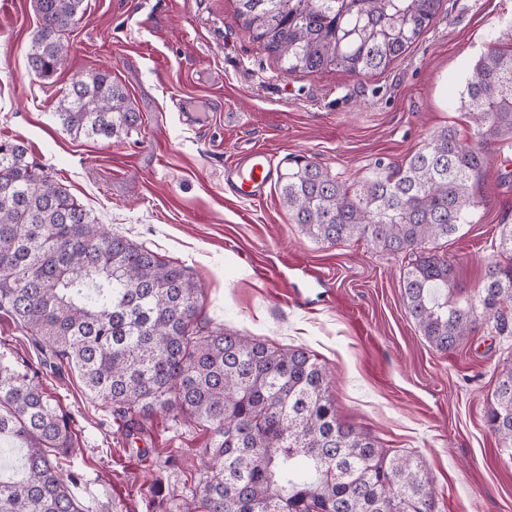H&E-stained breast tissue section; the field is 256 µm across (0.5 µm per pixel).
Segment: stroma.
Wrapping results in <instances>:
<instances>
[{"label": "stroma", "instance_id": "stroma-1", "mask_svg": "<svg viewBox=\"0 0 512 512\" xmlns=\"http://www.w3.org/2000/svg\"><path fill=\"white\" fill-rule=\"evenodd\" d=\"M66 66L36 77L34 0L0 8V140L23 144L113 233L183 266L211 327L305 347L331 374L338 417L384 447L419 454L439 512H512V462L486 422L512 333L481 325L460 347H429L402 296V264L366 242H317L292 224L277 184L227 199L224 170L255 148L277 171L294 156L353 180L398 164L438 129L472 133L459 94L478 56L512 27V0H442L420 40L381 74L285 73L235 17V0H85ZM111 72L141 116L115 143L70 135L54 108L71 82ZM473 221L442 251L461 297L481 287L512 224V153H488ZM0 361L28 373L38 353L0 313ZM76 434L63 472L88 512H177L203 478L205 433L158 411L134 425L88 398L70 371H41Z\"/></svg>", "mask_w": 512, "mask_h": 512}]
</instances>
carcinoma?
<instances>
[{"label":"carcinoma","mask_w":512,"mask_h":512,"mask_svg":"<svg viewBox=\"0 0 512 512\" xmlns=\"http://www.w3.org/2000/svg\"><path fill=\"white\" fill-rule=\"evenodd\" d=\"M85 0H35L30 70L50 79L70 52ZM241 25L287 73L385 71L425 33L441 0H235ZM478 57L460 94L473 141L435 132L401 164L374 163L348 182L295 158L279 175L291 223L317 242L364 240L408 260L403 299L421 335L448 353L479 324L506 329L512 307V225L504 224L482 288L464 304L453 261L435 245L469 223L486 151L512 149V33ZM56 115L76 137L110 143L140 115L108 71L72 82ZM202 289L180 266L112 233L66 187L0 141V311L36 347L79 377L85 393L130 416L172 411L209 437L212 473L180 512H437L419 457L383 448L340 421L326 368L304 347L197 322ZM512 457V363L503 365L486 412ZM22 443L23 476L0 479V512H86L63 475L73 451L68 419L39 372L0 363V439Z\"/></svg>","instance_id":"carcinoma-1"}]
</instances>
